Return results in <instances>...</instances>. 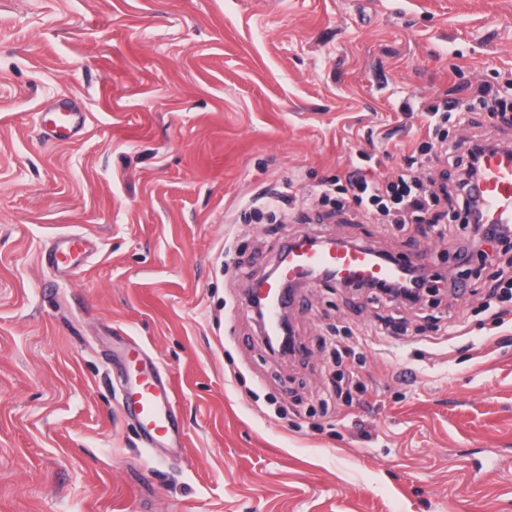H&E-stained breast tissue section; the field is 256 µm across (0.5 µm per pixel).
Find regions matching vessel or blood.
Segmentation results:
<instances>
[{
  "label": "vessel or blood",
  "mask_w": 512,
  "mask_h": 512,
  "mask_svg": "<svg viewBox=\"0 0 512 512\" xmlns=\"http://www.w3.org/2000/svg\"><path fill=\"white\" fill-rule=\"evenodd\" d=\"M83 133L82 115L73 102L63 99L49 106L48 139L67 143ZM472 194L481 205L485 223H512V151L498 149L486 154ZM96 248L90 236L67 234L56 240L45 260L56 273L65 276L79 257ZM281 254L283 260L276 275L257 284L258 292L268 295L281 309L294 303V287L309 285V272L315 268L330 270L337 280L354 285L384 281L398 272L394 265L377 259L370 248L346 247L335 239L320 247L310 246L302 239L293 240L282 245ZM122 377L127 385L124 410L137 422L142 446L182 447L183 430L177 419L178 395L172 377L145 355L123 369Z\"/></svg>",
  "instance_id": "b4317fda"
}]
</instances>
